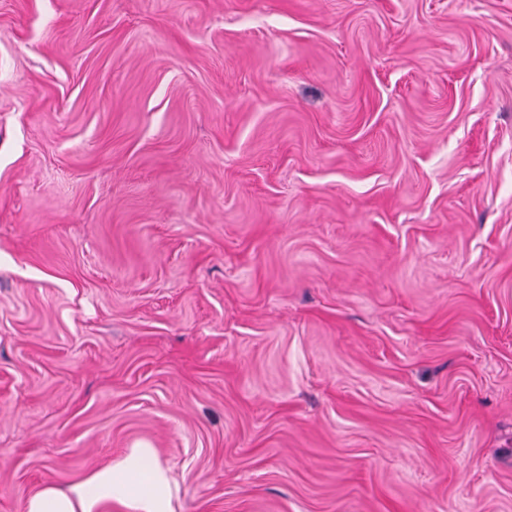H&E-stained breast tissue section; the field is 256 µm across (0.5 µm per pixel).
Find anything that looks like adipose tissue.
Returning <instances> with one entry per match:
<instances>
[{
  "mask_svg": "<svg viewBox=\"0 0 512 512\" xmlns=\"http://www.w3.org/2000/svg\"><path fill=\"white\" fill-rule=\"evenodd\" d=\"M106 502L126 512H175L170 469L156 449H126L69 490L47 487L29 496L23 512H97Z\"/></svg>",
  "mask_w": 512,
  "mask_h": 512,
  "instance_id": "obj_1",
  "label": "adipose tissue"
}]
</instances>
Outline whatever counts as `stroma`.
I'll return each instance as SVG.
<instances>
[{"label": "stroma", "instance_id": "obj_1", "mask_svg": "<svg viewBox=\"0 0 512 512\" xmlns=\"http://www.w3.org/2000/svg\"><path fill=\"white\" fill-rule=\"evenodd\" d=\"M139 444L512 512V0H0V512Z\"/></svg>", "mask_w": 512, "mask_h": 512}]
</instances>
